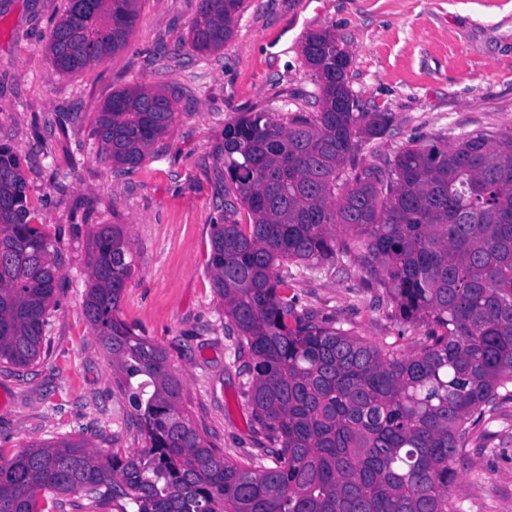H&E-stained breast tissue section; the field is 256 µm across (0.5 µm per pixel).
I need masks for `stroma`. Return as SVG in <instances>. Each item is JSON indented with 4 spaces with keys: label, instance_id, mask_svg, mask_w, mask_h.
Instances as JSON below:
<instances>
[{
    "label": "stroma",
    "instance_id": "35a3bbf8",
    "mask_svg": "<svg viewBox=\"0 0 512 512\" xmlns=\"http://www.w3.org/2000/svg\"><path fill=\"white\" fill-rule=\"evenodd\" d=\"M68 0H0V143L22 162L28 201L59 258L56 305L40 358L0 363V457L32 442L84 439L104 453L146 446L112 360L86 319L88 243L119 224L134 272L121 318L165 349L192 422L240 460L269 447L252 418L243 376L228 358L237 334L208 271L212 225L223 223L224 126L265 111L280 122L319 111L321 92L301 46L328 30L346 48L359 105L389 113V130L362 142L352 165L393 157L411 142L474 130H512V0H245L223 49L197 53V0H139L127 46L104 62L56 69L48 50ZM177 90L170 130L137 171L97 157L93 118L113 92ZM300 312L371 342L418 349L423 326L402 322L385 287L359 262L294 282ZM458 494L465 512H512V401L468 444Z\"/></svg>",
    "mask_w": 512,
    "mask_h": 512
}]
</instances>
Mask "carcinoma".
<instances>
[{
	"label": "carcinoma",
	"instance_id": "obj_1",
	"mask_svg": "<svg viewBox=\"0 0 512 512\" xmlns=\"http://www.w3.org/2000/svg\"><path fill=\"white\" fill-rule=\"evenodd\" d=\"M138 0H69L49 50L68 72L127 46ZM243 0H198L189 37L210 54L233 35ZM302 54L321 108L289 124L265 112L224 125V223L211 225L208 268L235 326L243 394L276 447L233 461L193 425L166 351L120 318L132 276L119 224L89 240L85 315L112 359L148 445L104 455L85 440L31 443L0 456V512H40L37 497L81 492L111 512H464L457 464L486 410L512 398V130L402 147L351 175L360 143L383 135L336 61L334 34L307 36ZM175 94L136 85L96 112L99 157L116 173L140 166L175 120ZM246 209L250 223L235 219ZM19 157L0 144V363L40 357L56 302L57 253L33 224ZM365 250L400 319L426 328L402 354L302 315L291 266Z\"/></svg>",
	"mask_w": 512,
	"mask_h": 512
}]
</instances>
